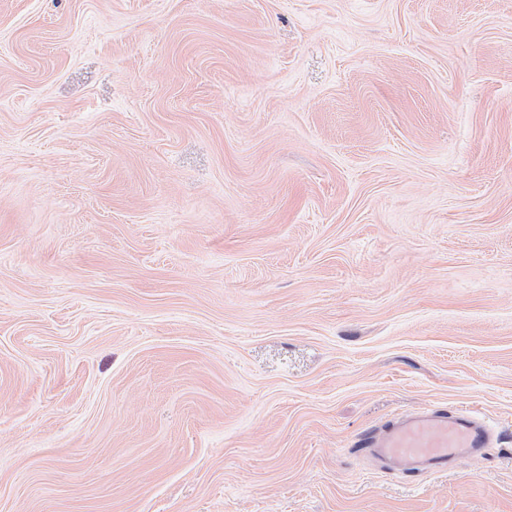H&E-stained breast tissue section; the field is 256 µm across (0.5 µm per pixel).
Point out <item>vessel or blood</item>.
<instances>
[{
  "label": "vessel or blood",
  "mask_w": 512,
  "mask_h": 512,
  "mask_svg": "<svg viewBox=\"0 0 512 512\" xmlns=\"http://www.w3.org/2000/svg\"><path fill=\"white\" fill-rule=\"evenodd\" d=\"M493 436L475 414L463 409L424 408L365 430L355 445L421 476L464 462L488 448Z\"/></svg>",
  "instance_id": "vessel-or-blood-1"
}]
</instances>
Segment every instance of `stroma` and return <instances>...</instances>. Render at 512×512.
Listing matches in <instances>:
<instances>
[{"label": "stroma", "mask_w": 512, "mask_h": 512, "mask_svg": "<svg viewBox=\"0 0 512 512\" xmlns=\"http://www.w3.org/2000/svg\"><path fill=\"white\" fill-rule=\"evenodd\" d=\"M0 512H512V0H0ZM492 439L486 424L470 411L424 408L365 430L354 446L421 476L448 469V460H469Z\"/></svg>", "instance_id": "35a3bbf8"}]
</instances>
